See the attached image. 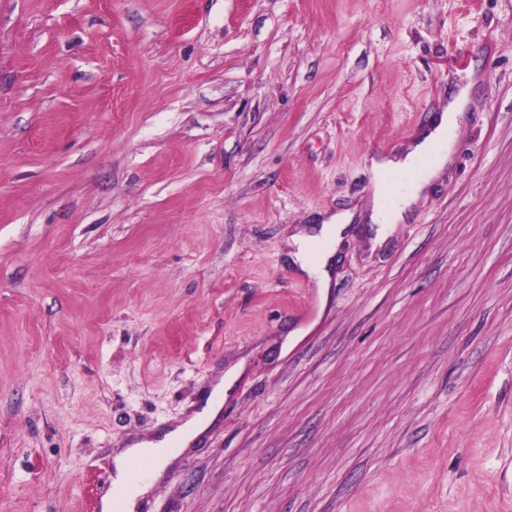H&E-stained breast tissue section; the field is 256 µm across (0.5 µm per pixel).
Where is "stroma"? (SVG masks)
<instances>
[{"instance_id": "1", "label": "stroma", "mask_w": 512, "mask_h": 512, "mask_svg": "<svg viewBox=\"0 0 512 512\" xmlns=\"http://www.w3.org/2000/svg\"><path fill=\"white\" fill-rule=\"evenodd\" d=\"M464 87L320 303L291 236ZM240 361L139 512H512V0H0V512H94ZM468 102L469 91L466 89L453 96L448 101L447 110L442 112L432 127L409 147L404 156L400 158L384 156L371 158V167L377 174V182L373 197V212L370 218L372 221L381 220L385 222L375 224H399V222L406 221L409 211L413 203L418 199L423 185L436 176L448 162L447 144L452 136L453 128L462 119ZM436 147L438 148V153L434 161L435 166L421 173L416 181L404 185L398 197V201L402 204L400 207L387 209L381 182L382 174L391 170L413 171L418 167L421 156L430 153ZM243 363L230 368L226 374L219 376L212 387L210 395L201 402L200 410H196L187 420L176 428L166 432H156L147 438L133 442L114 458L115 477L114 483L118 487L124 486L126 467L128 461L136 456L150 453L152 462L162 461L158 464L157 473L169 463V457H165L169 445L186 446L203 428L214 421L219 415L220 407L224 401V392L228 391L240 374ZM151 458L139 456L130 460L128 464V478L130 482H136L147 473L148 466L152 463Z\"/></svg>"}]
</instances>
